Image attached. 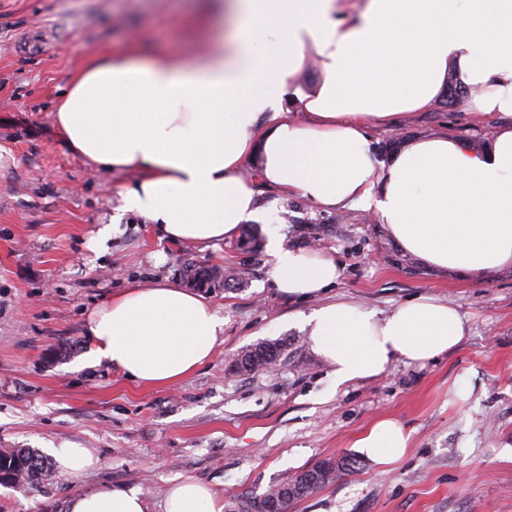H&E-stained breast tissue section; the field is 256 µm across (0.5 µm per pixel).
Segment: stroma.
I'll list each match as a JSON object with an SVG mask.
<instances>
[{
    "mask_svg": "<svg viewBox=\"0 0 512 512\" xmlns=\"http://www.w3.org/2000/svg\"><path fill=\"white\" fill-rule=\"evenodd\" d=\"M191 0H0V452L69 442L98 465L74 479L0 485V512H64L66 498L101 486L139 490L161 512L167 488L209 484L224 505L263 493L329 457L353 472L290 512H512V267L477 279L403 254L378 217L327 210L257 183L288 248L332 257L340 277L323 297L280 293L272 259L245 225L208 246L174 244L156 225L116 215L131 173L97 171L75 155L53 107L88 56L131 43L148 52L205 46ZM494 120L449 107L371 126L377 154L440 133L489 141ZM111 225L102 246L92 239ZM214 273L206 287L184 268ZM172 282L201 292L224 319V341L190 377L146 387L86 363L91 311L131 285ZM430 296L451 302L469 333L437 360H396L378 377L336 386L292 319L322 302L387 310ZM283 346L276 370L232 360L260 343ZM390 417L411 433L408 453L373 463L356 439Z\"/></svg>",
    "mask_w": 512,
    "mask_h": 512,
    "instance_id": "35a3bbf8",
    "label": "stroma"
}]
</instances>
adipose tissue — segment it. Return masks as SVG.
Listing matches in <instances>:
<instances>
[{"instance_id": "ef3b65f1", "label": "adipose tissue", "mask_w": 512, "mask_h": 512, "mask_svg": "<svg viewBox=\"0 0 512 512\" xmlns=\"http://www.w3.org/2000/svg\"><path fill=\"white\" fill-rule=\"evenodd\" d=\"M201 0L203 54L139 48L91 56L54 107L71 150L102 172L133 171L119 212L173 242L207 244L262 223L254 180L326 208L373 211L407 254L477 276L512 266V124L482 147L438 135L380 159L367 131L431 107L449 83L473 89L471 111L512 116V0ZM314 63L321 80L298 77ZM265 249L279 292L310 298L336 283L334 259ZM311 351L337 385L384 373L397 358L437 359L467 336L448 302L422 296L378 311L329 302L303 318ZM224 320L204 296L167 283L112 296L87 318L90 364L146 386L191 376L213 356ZM380 465L401 460L410 433L383 418L356 442ZM164 512H223L214 490L172 485ZM64 512H147L136 490L72 494Z\"/></svg>"}]
</instances>
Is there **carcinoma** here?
<instances>
[{
    "label": "carcinoma",
    "mask_w": 512,
    "mask_h": 512,
    "mask_svg": "<svg viewBox=\"0 0 512 512\" xmlns=\"http://www.w3.org/2000/svg\"><path fill=\"white\" fill-rule=\"evenodd\" d=\"M245 363L244 371H259L267 359L249 348L238 353ZM356 460L348 457L329 458L299 471L290 479L271 487L262 495L246 494L231 506L230 512H289L290 506L318 490L335 483L355 468ZM0 472L5 476L19 473L26 485L39 486L51 480L52 472L42 456L29 448L0 452Z\"/></svg>",
    "instance_id": "carcinoma-1"
}]
</instances>
